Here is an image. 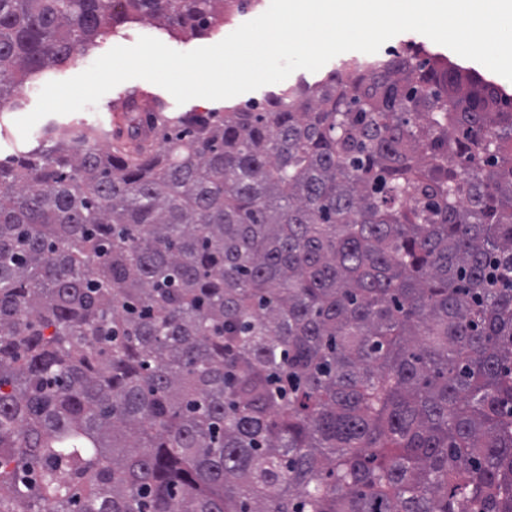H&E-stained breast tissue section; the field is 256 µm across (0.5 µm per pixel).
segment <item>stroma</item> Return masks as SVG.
Segmentation results:
<instances>
[{"label":"stroma","instance_id":"stroma-1","mask_svg":"<svg viewBox=\"0 0 512 512\" xmlns=\"http://www.w3.org/2000/svg\"><path fill=\"white\" fill-rule=\"evenodd\" d=\"M269 3L270 0H260L259 6L255 8L225 14L202 34L188 30L172 32L162 22L145 19L106 29L105 33L94 44L83 49L75 48L73 52L74 60L71 64L46 69L41 73L38 81L26 84L22 94L18 97L17 107L7 106L0 109V160L36 146L44 128L48 126L54 127L55 136L60 140L68 139L72 127L79 122L105 131L111 130L113 114L123 111L126 105V93L135 89L147 94L148 105L158 104L167 111L180 108L186 112H220L224 108L251 100L259 101L278 92V85L271 84L229 99L212 101L198 98L179 105L165 89L143 79H132L116 86L105 94L97 105L87 107L86 110L66 115L44 117L39 124L34 126L29 138H22L15 125L17 118L27 115L34 109L39 92L44 84L78 75L86 70L99 56L115 46L134 45L142 36L157 38L170 48L181 52L213 45L224 39L241 24L262 14L264 9L268 8Z\"/></svg>","mask_w":512,"mask_h":512}]
</instances>
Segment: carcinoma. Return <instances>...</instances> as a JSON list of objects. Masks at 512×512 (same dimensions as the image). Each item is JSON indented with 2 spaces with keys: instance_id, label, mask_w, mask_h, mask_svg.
Segmentation results:
<instances>
[{
  "instance_id": "1",
  "label": "carcinoma",
  "mask_w": 512,
  "mask_h": 512,
  "mask_svg": "<svg viewBox=\"0 0 512 512\" xmlns=\"http://www.w3.org/2000/svg\"><path fill=\"white\" fill-rule=\"evenodd\" d=\"M0 0V105L106 26ZM0 162V512H512V97L425 49Z\"/></svg>"
}]
</instances>
